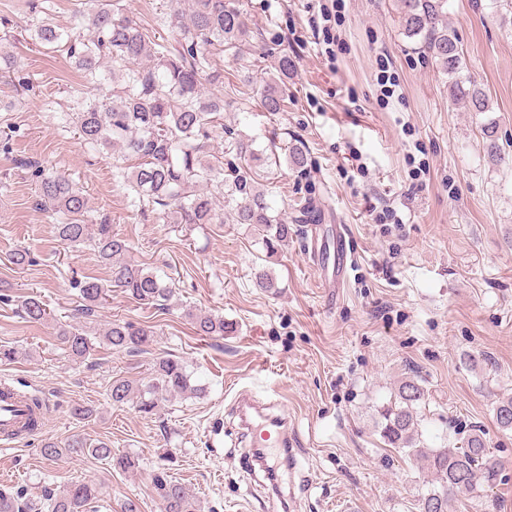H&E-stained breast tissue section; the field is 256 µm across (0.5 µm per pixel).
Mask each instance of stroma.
<instances>
[{"instance_id":"stroma-1","label":"stroma","mask_w":512,"mask_h":512,"mask_svg":"<svg viewBox=\"0 0 512 512\" xmlns=\"http://www.w3.org/2000/svg\"><path fill=\"white\" fill-rule=\"evenodd\" d=\"M237 3L250 39L242 58L218 60L235 87L224 95V127L252 140L262 156L258 187L294 231L271 255L247 224H166L134 211L112 178V152L87 150L76 127L59 123L86 91L80 72L65 53L25 36L28 0H0V17L13 21L0 36L30 79L24 89L0 77V289L8 294L0 348L19 352L0 364V378L48 404L38 435L0 450V489L21 486L37 500L83 481L99 489L95 512H122L130 500L139 512H163L153 482L162 467L204 512H285L233 414L239 393L252 389L288 413L296 468L292 484L280 486L286 512H418L427 491L422 464L387 445L378 428L397 384L415 375L428 391L422 446H459L478 428L502 464L496 487L458 496L452 512H512V431L494 415L512 397V164L490 163L481 133L496 123L512 153V8L448 0L466 75L489 100L488 111L469 112L406 36L399 0H345L332 63L318 51L307 0ZM270 49L294 60L284 112L255 102L272 70ZM383 54L397 81L391 95L378 79ZM297 143L307 151L301 173L283 162ZM24 159L66 172L88 200L91 227L109 225L127 239L128 260L170 277L174 307L115 292L83 320L93 334L115 319L152 327L150 345L115 353L100 344L84 361L68 357L58 330L75 322L72 281H105L110 270L91 247L56 238L59 216L41 205ZM307 202L322 212L320 241L330 242L337 226L347 231L344 287H325L308 259L309 230L298 221ZM20 247L31 265L11 263ZM261 267L276 291L255 286ZM31 295L47 305L45 323L23 319L20 304ZM189 308L224 317L233 332L196 335ZM169 355L184 361L191 393L148 415L110 402L113 380L147 381ZM77 404L93 416L74 418ZM74 435L107 442L139 466L125 472L86 454L42 458L43 440Z\"/></svg>"}]
</instances>
